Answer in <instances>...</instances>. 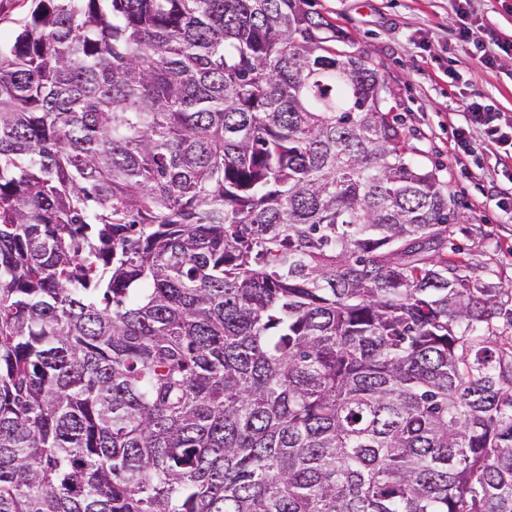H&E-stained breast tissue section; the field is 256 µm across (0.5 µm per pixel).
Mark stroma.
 Here are the masks:
<instances>
[{
  "instance_id": "stroma-1",
  "label": "stroma",
  "mask_w": 512,
  "mask_h": 512,
  "mask_svg": "<svg viewBox=\"0 0 512 512\" xmlns=\"http://www.w3.org/2000/svg\"><path fill=\"white\" fill-rule=\"evenodd\" d=\"M336 25L345 50H366L391 90L389 107L403 120L414 160L438 169L461 217L452 243L483 275L512 288V222L491 199L511 183L493 169L492 147L473 135L474 149L454 162V134L467 104L485 101L512 119V58L498 68L475 64L456 36L450 0H316ZM473 18L512 42V0H471Z\"/></svg>"
}]
</instances>
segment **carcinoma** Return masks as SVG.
Listing matches in <instances>:
<instances>
[{"label":"carcinoma","instance_id":"cac0c4a2","mask_svg":"<svg viewBox=\"0 0 512 512\" xmlns=\"http://www.w3.org/2000/svg\"><path fill=\"white\" fill-rule=\"evenodd\" d=\"M313 0H38L0 41V512H512V289Z\"/></svg>","mask_w":512,"mask_h":512}]
</instances>
